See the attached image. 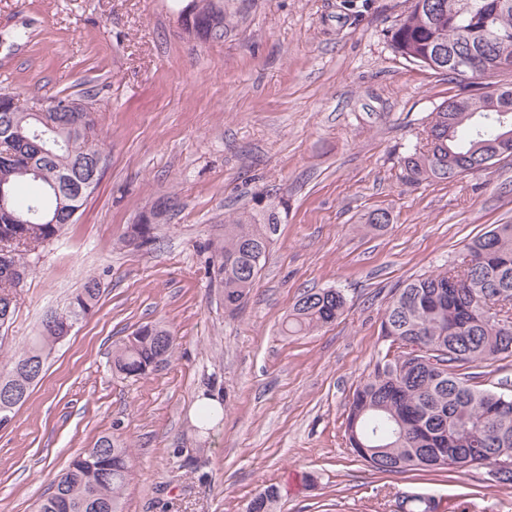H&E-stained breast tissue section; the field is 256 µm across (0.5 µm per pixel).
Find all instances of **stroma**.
<instances>
[{"mask_svg": "<svg viewBox=\"0 0 512 512\" xmlns=\"http://www.w3.org/2000/svg\"><path fill=\"white\" fill-rule=\"evenodd\" d=\"M404 0H246L223 41L190 37L175 0H0V93L90 100L105 155L77 223L40 253L0 349L88 277L100 298L0 429V512L33 503L83 449L131 448L122 512H245L269 485L276 512H512L487 469L379 474L347 443L357 385L387 350L380 324L401 283L461 261L512 223V159L446 183L406 181L401 159L458 91L384 34ZM157 242L124 245L156 200ZM381 231L363 227L374 210ZM278 221L249 300L224 310L205 243L241 214ZM336 288L335 323L285 336L304 290ZM176 337L172 361L112 372L113 343L146 323ZM223 397L200 429L198 400Z\"/></svg>", "mask_w": 512, "mask_h": 512, "instance_id": "35a3bbf8", "label": "stroma"}]
</instances>
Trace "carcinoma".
I'll return each instance as SVG.
<instances>
[{
  "label": "carcinoma",
  "mask_w": 512,
  "mask_h": 512,
  "mask_svg": "<svg viewBox=\"0 0 512 512\" xmlns=\"http://www.w3.org/2000/svg\"><path fill=\"white\" fill-rule=\"evenodd\" d=\"M403 16L385 34L394 53L405 60L448 76L459 93L430 113L431 138L419 142L403 157L404 178L453 182L481 168L484 156L512 133V84L492 85L496 98L482 90L480 80L504 69L493 61L512 58V0H405ZM189 14L196 36L221 40L238 21L239 10L224 8V0H189L180 14ZM468 53L484 61L477 71L456 70V56ZM14 97L0 94V183L11 187L9 202L0 207V244L9 248L0 261V328L16 311L11 281L17 268L32 273L39 250L57 239L72 223L98 186L103 150L87 140L94 126L91 112H68L79 99L49 97L60 108L40 116L12 108ZM32 165L40 176L25 174ZM277 220L264 224L238 217L224 225V236L207 243L211 274L223 290L224 309L233 314L250 297L263 268L270 234ZM155 225L146 219L131 226L129 245L156 242ZM476 264L463 275L456 267L402 283L394 290L381 334L440 351L443 369L434 372L404 353L386 351L373 371L356 387L347 415L353 453L379 473L409 471L462 472L512 462V385L500 390L471 384L468 370L512 355V224H497L466 244ZM100 283L88 278L70 306L49 311L59 325H72L97 305ZM492 300L509 324L478 310L479 301ZM347 299L335 288L308 291L294 304L281 331L286 336L308 333L334 323ZM65 337L51 339L45 329L19 350L6 356L0 373V428L15 408L24 404L52 349ZM175 339L163 324H145L112 349V372L139 377L172 358ZM131 475L128 448L111 438L75 456L64 473L40 496L36 512H121ZM279 498L270 485L248 504L246 512H274ZM401 512H434V500L405 497Z\"/></svg>",
  "instance_id": "carcinoma-1"
}]
</instances>
